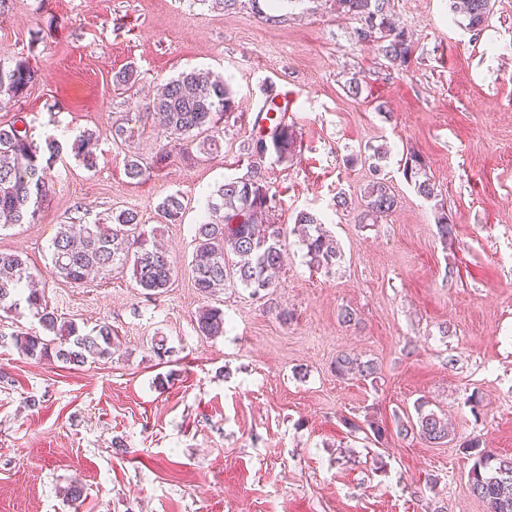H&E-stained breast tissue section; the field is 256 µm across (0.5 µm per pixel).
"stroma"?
Wrapping results in <instances>:
<instances>
[{
    "mask_svg": "<svg viewBox=\"0 0 512 512\" xmlns=\"http://www.w3.org/2000/svg\"><path fill=\"white\" fill-rule=\"evenodd\" d=\"M391 13L412 41L400 70L358 41L335 0H7L0 61L26 59L35 78L0 107V128L20 119L35 141L64 145L92 134L97 166L63 154L36 223L1 230L0 252L27 259L62 317L110 324L116 347L92 364L39 363L11 340L38 331L37 319L0 317V512H76L64 494L76 481L77 512H487L457 440L512 457V0H492L477 36L448 0H393ZM129 67L137 83L126 91L113 76ZM192 69L233 92L217 150L154 163L170 138L150 122L134 150L151 169L128 178L113 122ZM283 94L298 146L262 162L287 232L278 287L205 300L188 269L195 226L224 180L246 173V149ZM378 151L399 203L364 224ZM413 153L437 199L407 183ZM176 193L182 221L162 224L158 205ZM124 209L163 226L180 267L169 288L142 294L125 268L81 285L52 275L59 225ZM303 210L340 247L331 270L310 265L292 232ZM208 302L224 311L216 339L196 331ZM158 336L169 357L152 352ZM341 353L373 361L376 377H337ZM420 398L446 413L454 441L394 432L395 414ZM369 418L389 427L383 443L350 431Z\"/></svg>",
    "mask_w": 512,
    "mask_h": 512,
    "instance_id": "1",
    "label": "stroma"
}]
</instances>
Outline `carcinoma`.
Segmentation results:
<instances>
[{
  "mask_svg": "<svg viewBox=\"0 0 512 512\" xmlns=\"http://www.w3.org/2000/svg\"><path fill=\"white\" fill-rule=\"evenodd\" d=\"M339 8L360 23L356 33L361 42L379 43L378 50L389 65L404 67L412 55L406 33L389 21L390 0H338ZM452 11L465 17L466 28L479 34L491 11V0H450ZM35 72L25 60L10 66L0 63V102L17 97L34 79ZM231 91L221 76L196 71L183 72L167 81L160 94L146 104L143 112H127L112 124L114 142H127L135 129L148 123L150 116L162 118L169 137L196 147L195 160L209 154L216 145L227 112L233 109ZM271 150L284 161L297 147L293 128L280 120L272 122ZM62 145L49 139L37 144L29 130L14 125L0 128V229L18 224H34L53 184L52 169ZM377 177L365 188L363 219L377 222L398 206V197L387 177L375 167ZM406 179L426 200L438 196L435 183L423 172L419 156L410 155L404 163ZM276 199L263 178L248 172L230 178L209 200L214 219L197 225L189 271L195 288L213 297L228 287L242 286L255 297H265L277 287L273 274L283 259V228L266 223ZM165 223H177L183 213V196H167L159 206ZM295 223L304 227L303 243L310 263L328 268L336 262L338 246L332 236L320 229V219L307 211L297 214ZM157 227L146 231L139 215L122 210L112 215L110 224H61L51 244L55 274L70 283H81L92 272H109L114 266H128L136 287L148 295H159L178 275L169 253L154 241ZM38 317L43 335L20 332L13 337L19 354L37 362L54 359L77 366L112 357L115 333L106 323L85 331L65 319L49 305L45 291L35 287L34 275L19 253L0 252V311L19 313L20 305ZM197 331L207 338L224 335V311L205 305L196 316ZM336 375L356 373L367 379L377 373L373 361H362L341 354L334 362ZM398 434L417 435L421 440L442 445L451 440L448 421L425 405L416 407V416L395 418ZM460 453L473 460L468 473L469 490L485 502L488 512H512V457H500L477 436L462 441Z\"/></svg>",
  "mask_w": 512,
  "mask_h": 512,
  "instance_id": "carcinoma-1",
  "label": "carcinoma"
}]
</instances>
